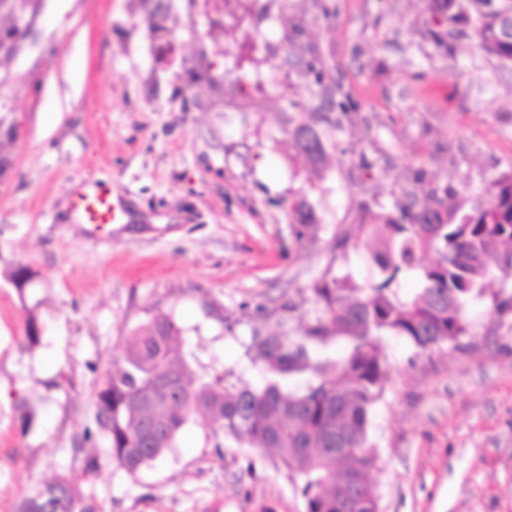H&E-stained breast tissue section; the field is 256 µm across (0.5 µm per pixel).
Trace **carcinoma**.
Returning a JSON list of instances; mask_svg holds the SVG:
<instances>
[{
  "label": "carcinoma",
  "mask_w": 512,
  "mask_h": 512,
  "mask_svg": "<svg viewBox=\"0 0 512 512\" xmlns=\"http://www.w3.org/2000/svg\"><path fill=\"white\" fill-rule=\"evenodd\" d=\"M465 16L470 31L443 36L434 44L452 54L467 36L481 52L512 65V41L502 39L493 0ZM296 151L325 170V138L302 121L292 130ZM434 207L416 209L408 199L396 213L370 212L366 224H338L331 249L364 241L373 280L358 286L331 270L312 284L318 305L301 331H272L253 337L251 360L261 363L263 383H230L226 372L210 381L192 369L184 330L170 315L148 314L127 335L121 357L109 362L96 391L97 431L108 441L107 455L129 475L175 447L196 412L209 420L207 437L216 455L224 439L238 446L274 450L288 469L305 512H378L371 479L378 454L370 442L373 411L389 381L386 343L403 338L426 352L443 345L471 348V303L488 296L499 320L512 314V296L489 292L493 280L512 276V169L492 182L483 205L464 210L450 195L433 196ZM291 210L297 241L315 240L306 196ZM434 252L428 264L421 256ZM417 272L419 288L398 293L400 275ZM24 340L41 342L42 326L26 309ZM20 512H101L95 495L68 472H60L20 504Z\"/></svg>",
  "instance_id": "carcinoma-1"
}]
</instances>
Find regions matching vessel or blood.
<instances>
[{
    "label": "vessel or blood",
    "instance_id": "vessel-or-blood-1",
    "mask_svg": "<svg viewBox=\"0 0 512 512\" xmlns=\"http://www.w3.org/2000/svg\"><path fill=\"white\" fill-rule=\"evenodd\" d=\"M75 223L98 230L106 224L125 222L127 211L122 198L101 187L95 180L82 181L70 192Z\"/></svg>",
    "mask_w": 512,
    "mask_h": 512
}]
</instances>
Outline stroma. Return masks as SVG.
<instances>
[{
  "label": "stroma",
  "mask_w": 512,
  "mask_h": 512,
  "mask_svg": "<svg viewBox=\"0 0 512 512\" xmlns=\"http://www.w3.org/2000/svg\"><path fill=\"white\" fill-rule=\"evenodd\" d=\"M310 2L288 0L284 23L275 0H43L30 26L0 11V26L25 30L0 80V125L14 130L0 138V512L60 472L103 512H304L273 451L229 440L216 456L202 416L134 476L108 461L83 475L106 440L81 436L98 371L147 312L185 330L198 375L257 382L253 334L297 332L326 267L369 279L363 249L331 253L333 225L408 193L429 205L433 189L467 210L512 166V66L466 38L438 49L431 32L459 26L433 0H329L328 18ZM202 57L209 76L189 80ZM310 61L350 93L355 122L328 111ZM294 100L336 143L323 177L295 152ZM88 178L132 223L95 237L74 223L68 193ZM300 195L323 226L303 246L288 209ZM20 263L33 273L21 293L7 278ZM30 307L44 327L34 348ZM469 317L471 349L387 345L370 429L380 512H512V326L483 302Z\"/></svg>",
  "instance_id": "35a3bbf8"
}]
</instances>
